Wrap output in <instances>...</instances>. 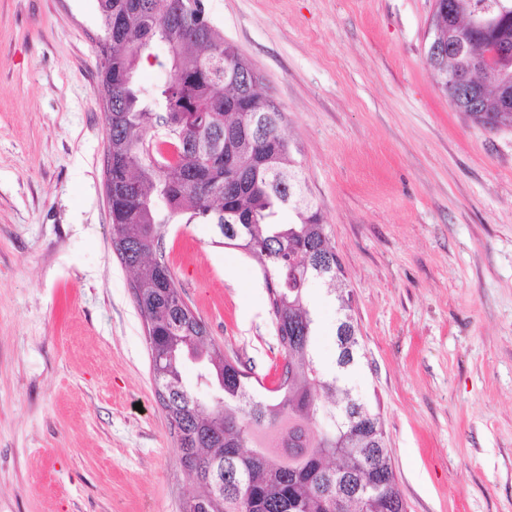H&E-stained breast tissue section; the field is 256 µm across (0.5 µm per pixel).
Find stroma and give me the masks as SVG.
Returning <instances> with one entry per match:
<instances>
[{
    "instance_id": "obj_1",
    "label": "stroma",
    "mask_w": 512,
    "mask_h": 512,
    "mask_svg": "<svg viewBox=\"0 0 512 512\" xmlns=\"http://www.w3.org/2000/svg\"><path fill=\"white\" fill-rule=\"evenodd\" d=\"M285 115L344 267L407 512H512V127L425 63L433 0H204ZM98 0H0V512H180L196 487L112 246ZM164 246L210 339L271 383L257 265L214 225ZM308 298L325 372L337 302Z\"/></svg>"
}]
</instances>
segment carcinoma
Masks as SVG:
<instances>
[{"label": "carcinoma", "instance_id": "obj_1", "mask_svg": "<svg viewBox=\"0 0 512 512\" xmlns=\"http://www.w3.org/2000/svg\"><path fill=\"white\" fill-rule=\"evenodd\" d=\"M98 92L106 110V193L112 245L132 276L143 318L153 379L179 448V463L199 492L182 512H336V476H351L368 495L345 512H406L386 446L381 414L353 397L343 374L359 357L352 299L326 225L314 208L284 115L259 87V76L224 40L203 0H99ZM453 20L495 15L491 29L472 32L467 54L484 57L498 36H512V0H455ZM431 40L448 41V16L431 18ZM166 48L164 60L150 52ZM169 72L146 90L142 61ZM451 105L461 59L425 57ZM477 104L467 113L491 129L512 121L501 111V87L476 74ZM250 107L224 106L227 91ZM178 149L171 164L161 145ZM298 221L283 224L281 214ZM217 226L224 245L254 259L283 358L277 383L257 390L253 370L212 344L205 323L184 300L163 247L169 224ZM325 280L342 318L337 328L338 373L323 370L318 336L306 299L309 280ZM198 361L197 381L217 386L219 400L198 401L184 383L187 359ZM243 478L215 487L207 464Z\"/></svg>", "mask_w": 512, "mask_h": 512}]
</instances>
